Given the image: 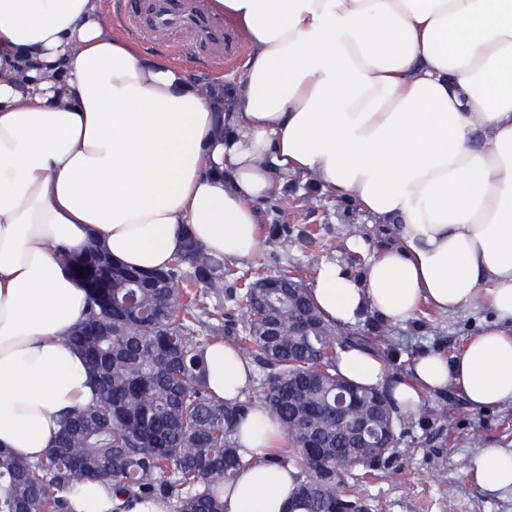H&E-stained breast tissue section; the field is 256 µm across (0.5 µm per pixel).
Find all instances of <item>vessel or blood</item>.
I'll use <instances>...</instances> for the list:
<instances>
[{
    "mask_svg": "<svg viewBox=\"0 0 512 512\" xmlns=\"http://www.w3.org/2000/svg\"><path fill=\"white\" fill-rule=\"evenodd\" d=\"M125 10L132 28L153 34L170 29L189 30L216 59L230 50V40L223 28L212 25L198 0H125Z\"/></svg>",
    "mask_w": 512,
    "mask_h": 512,
    "instance_id": "1",
    "label": "vessel or blood"
}]
</instances>
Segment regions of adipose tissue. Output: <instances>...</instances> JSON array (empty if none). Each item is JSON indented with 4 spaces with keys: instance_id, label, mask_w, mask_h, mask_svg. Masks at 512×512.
<instances>
[{
    "instance_id": "obj_1",
    "label": "adipose tissue",
    "mask_w": 512,
    "mask_h": 512,
    "mask_svg": "<svg viewBox=\"0 0 512 512\" xmlns=\"http://www.w3.org/2000/svg\"><path fill=\"white\" fill-rule=\"evenodd\" d=\"M247 41L238 86L201 88L147 56L101 0H0V447L41 458L91 384L65 331L88 310L57 249L97 241L138 270L167 266L184 230L211 254L259 249L256 201L288 173L375 216L385 236L361 281L321 263L310 295L343 325L394 323L421 304L483 300L493 325L447 358L418 357L394 398L455 391L474 410L512 403V0H211ZM209 384L242 397L253 367L206 353ZM364 386L385 365L352 349ZM252 463L224 512H283L297 470L269 464L278 421L237 426ZM471 480L512 491V449H480Z\"/></svg>"
}]
</instances>
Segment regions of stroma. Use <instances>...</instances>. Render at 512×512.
Returning <instances> with one entry per match:
<instances>
[{"label":"stroma","instance_id":"stroma-1","mask_svg":"<svg viewBox=\"0 0 512 512\" xmlns=\"http://www.w3.org/2000/svg\"><path fill=\"white\" fill-rule=\"evenodd\" d=\"M126 35L148 53L170 56L182 45L179 66L201 83L232 86L249 47L235 40L222 63L195 49L193 34L163 32L150 37L136 30ZM261 245L249 263L224 264V311H236L245 278L294 271L303 284L314 281L322 259H339L354 275L382 245L377 223L359 207L332 196L311 177L293 174L277 193L257 204ZM486 303L453 313L422 308L406 323L367 313L349 329L366 337L388 367L384 382L393 385L401 371L410 370L425 352L456 354L467 340L491 320ZM397 435L413 443V453L394 454L374 473L368 503L372 512H512V493L487 495L471 480L469 471L479 449L512 448V404L482 412L469 409L452 391L427 392L417 413L400 412Z\"/></svg>","mask_w":512,"mask_h":512}]
</instances>
